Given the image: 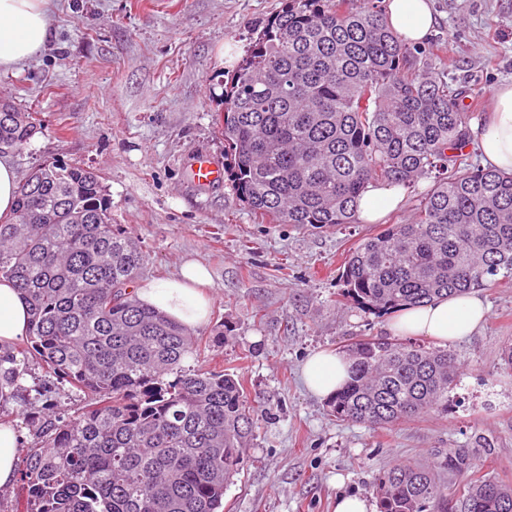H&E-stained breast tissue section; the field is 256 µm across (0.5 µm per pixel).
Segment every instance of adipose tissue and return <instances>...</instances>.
I'll use <instances>...</instances> for the list:
<instances>
[{
    "mask_svg": "<svg viewBox=\"0 0 512 512\" xmlns=\"http://www.w3.org/2000/svg\"><path fill=\"white\" fill-rule=\"evenodd\" d=\"M390 26L404 42L419 44L435 27L431 0H385ZM50 32L48 0H0V69H10L33 58L45 47ZM485 164L512 172V84L499 87L479 135ZM403 201L399 187L373 184L358 203L360 218L367 223L382 219ZM210 281L199 263L182 264L178 274L147 281L135 289L137 299L189 328L203 325L210 300L204 292ZM488 309L475 295L451 297L402 311L392 325L399 336H427L440 345L473 334L486 320ZM29 310L12 281L0 282V345L27 336ZM308 388L328 397L350 377L349 361L336 353L312 355L303 367Z\"/></svg>",
    "mask_w": 512,
    "mask_h": 512,
    "instance_id": "obj_1",
    "label": "adipose tissue"
}]
</instances>
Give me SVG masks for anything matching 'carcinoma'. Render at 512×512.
Returning a JSON list of instances; mask_svg holds the SVG:
<instances>
[{
  "label": "carcinoma",
  "mask_w": 512,
  "mask_h": 512,
  "mask_svg": "<svg viewBox=\"0 0 512 512\" xmlns=\"http://www.w3.org/2000/svg\"><path fill=\"white\" fill-rule=\"evenodd\" d=\"M419 55L380 0H285L224 85V173L271 224H355L369 185L432 179L411 220L344 259V299L372 314L512 278V173L463 152L468 91ZM10 108L0 150L24 151L41 119ZM33 170L0 221V278L31 312L26 342L0 347V408L34 358L88 400L65 418L45 386L41 408L21 413L35 439L21 448L26 512H221L258 422L242 382L183 366L197 338L127 292L145 255L112 224L101 177L61 160ZM345 353L350 381L327 402L335 419L385 428L448 414V349L386 337ZM445 475L459 480L462 512H502L500 492L512 498L456 449L380 470L379 512H448Z\"/></svg>",
  "instance_id": "carcinoma-1"
}]
</instances>
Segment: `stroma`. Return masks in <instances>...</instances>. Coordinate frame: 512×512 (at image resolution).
<instances>
[{
    "mask_svg": "<svg viewBox=\"0 0 512 512\" xmlns=\"http://www.w3.org/2000/svg\"><path fill=\"white\" fill-rule=\"evenodd\" d=\"M285 0H51L52 36L36 58L0 69V99L38 112L44 127L20 175L46 160L99 174L112 221L146 254L140 280L207 266L211 312L194 328L188 366L224 368L269 409L224 512H335L339 496L375 503L374 477L394 461L471 448L476 475L512 484V280L481 289L486 322L449 348L461 367L447 415L387 429L342 422L303 384L312 353L391 335L392 315L339 302L346 254L376 224L315 229L261 222L230 183L191 182L196 155L224 158L218 117L225 74ZM437 25L421 48L435 71L470 88L472 124L494 90L512 84V0H432ZM484 437L487 447L474 445Z\"/></svg>",
    "mask_w": 512,
    "mask_h": 512,
    "instance_id": "stroma-1",
    "label": "stroma"
}]
</instances>
